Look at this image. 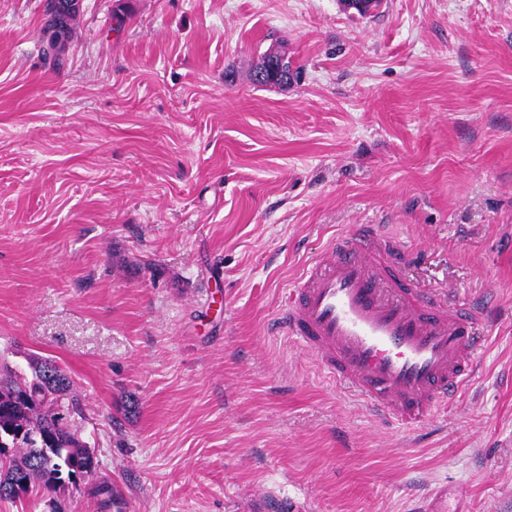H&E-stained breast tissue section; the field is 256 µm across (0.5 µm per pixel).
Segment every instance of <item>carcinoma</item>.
Segmentation results:
<instances>
[{
	"mask_svg": "<svg viewBox=\"0 0 512 512\" xmlns=\"http://www.w3.org/2000/svg\"><path fill=\"white\" fill-rule=\"evenodd\" d=\"M73 22L62 16L45 27L43 53L59 65ZM31 374L9 368L0 373V500L13 501L8 491L22 481L25 492L43 487L55 490V475L78 471L91 463L92 453L68 421H59L57 403L69 414L84 417L67 373L50 361L31 363Z\"/></svg>",
	"mask_w": 512,
	"mask_h": 512,
	"instance_id": "carcinoma-1",
	"label": "carcinoma"
}]
</instances>
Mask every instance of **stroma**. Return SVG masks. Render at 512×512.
I'll return each mask as SVG.
<instances>
[{"instance_id":"obj_1","label":"stroma","mask_w":512,"mask_h":512,"mask_svg":"<svg viewBox=\"0 0 512 512\" xmlns=\"http://www.w3.org/2000/svg\"><path fill=\"white\" fill-rule=\"evenodd\" d=\"M44 5L0 0V363L68 372L97 466L0 512H512V0H83L58 68ZM270 52L288 86L253 84ZM361 224L495 296L416 431L273 328Z\"/></svg>"}]
</instances>
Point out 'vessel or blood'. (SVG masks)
Returning a JSON list of instances; mask_svg holds the SVG:
<instances>
[{"mask_svg": "<svg viewBox=\"0 0 512 512\" xmlns=\"http://www.w3.org/2000/svg\"><path fill=\"white\" fill-rule=\"evenodd\" d=\"M410 253L379 224L337 235L304 267L276 321L367 412L412 426L470 383L487 347L484 302L422 288Z\"/></svg>", "mask_w": 512, "mask_h": 512, "instance_id": "b4317fda", "label": "vessel or blood"}]
</instances>
